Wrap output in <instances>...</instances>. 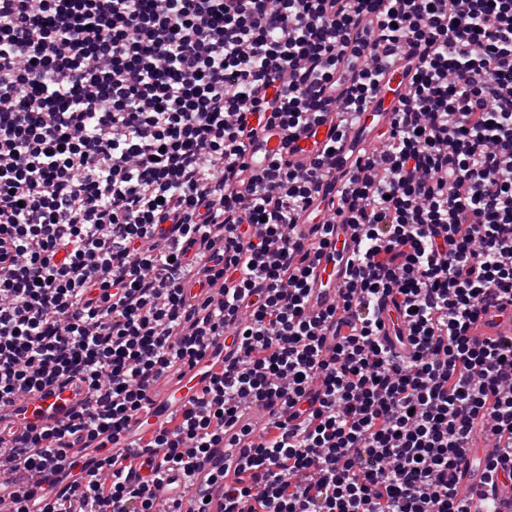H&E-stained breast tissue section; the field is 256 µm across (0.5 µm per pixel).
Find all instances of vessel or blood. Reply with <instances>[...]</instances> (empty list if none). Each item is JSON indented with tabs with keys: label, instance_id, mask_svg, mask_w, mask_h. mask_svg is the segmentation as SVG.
<instances>
[{
	"label": "vessel or blood",
	"instance_id": "1",
	"mask_svg": "<svg viewBox=\"0 0 512 512\" xmlns=\"http://www.w3.org/2000/svg\"><path fill=\"white\" fill-rule=\"evenodd\" d=\"M409 88L410 83L401 70L386 71L374 104L381 122L391 121ZM335 124L334 117H327L290 149L284 148L278 129H268L261 139L248 146L246 160L254 165L280 153L291 164H300L309 154L319 151L333 138ZM335 238V244L325 249L315 263L311 276L307 306L315 312L336 306L338 289L346 281L349 263L357 252L356 233L351 225H337ZM472 332L483 339L512 336V315L489 312L479 317ZM223 368V359L214 358L208 352L197 364L172 369L153 383L143 407L132 418L126 432L114 442L115 447L123 449L128 458L127 473L130 480H143L142 463L152 455L148 443L154 432L170 427L179 414L197 401L207 388L211 375L221 372ZM86 400L85 388L69 384L36 390L15 400L6 409H0V427L11 426L13 432L19 434L52 426L83 407ZM273 410V405L268 401L249 402L243 406L242 416L235 425L225 428L224 446L220 450L227 463L225 479L234 478L233 464L238 461L243 450L260 441L272 419ZM458 477L457 491L460 497L469 498L478 493L481 472L471 460L461 461Z\"/></svg>",
	"mask_w": 512,
	"mask_h": 512
}]
</instances>
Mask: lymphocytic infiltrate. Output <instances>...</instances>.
Instances as JSON below:
<instances>
[{"instance_id":"lymphocytic-infiltrate-1","label":"lymphocytic infiltrate","mask_w":512,"mask_h":512,"mask_svg":"<svg viewBox=\"0 0 512 512\" xmlns=\"http://www.w3.org/2000/svg\"><path fill=\"white\" fill-rule=\"evenodd\" d=\"M389 66L410 97L300 237L345 132L252 175L247 143L368 112ZM340 224L360 249L316 313ZM193 272L213 290L197 306ZM510 305L512 0H0V407L89 393L13 439L0 512H156L120 453L87 473L69 445L120 435L220 342L205 399L153 436L167 469L194 476L244 398L282 415L235 480L213 464L220 503L199 512H497L455 471L475 453L488 484L512 480V338L471 333ZM335 238L336 243L325 249L314 265L307 299V307L314 312L336 307L338 289L348 278L350 260L357 252L356 232L351 225H337Z\"/></svg>"}]
</instances>
